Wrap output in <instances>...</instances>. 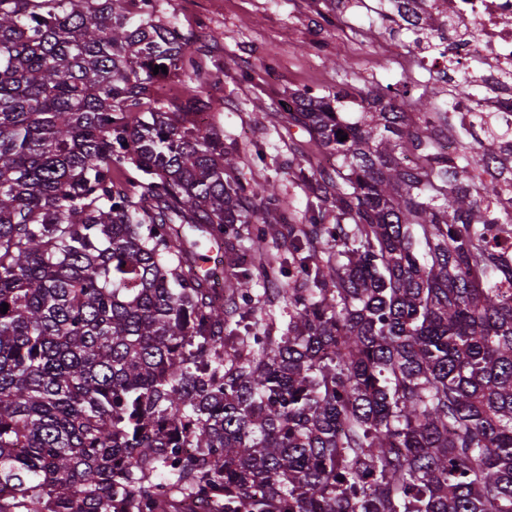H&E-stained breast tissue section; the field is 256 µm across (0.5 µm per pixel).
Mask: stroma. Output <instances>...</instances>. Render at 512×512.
<instances>
[{
	"label": "stroma",
	"mask_w": 512,
	"mask_h": 512,
	"mask_svg": "<svg viewBox=\"0 0 512 512\" xmlns=\"http://www.w3.org/2000/svg\"><path fill=\"white\" fill-rule=\"evenodd\" d=\"M182 29L206 36L212 76L202 88L211 124L240 155L233 171L242 182L274 181L286 216L308 223L318 213L299 169L317 165L307 134L289 126L288 95H332L345 85L373 88L427 79L406 34L379 11L391 0H164ZM350 63L348 71L336 57ZM321 214V213H318ZM323 223L336 221L333 212Z\"/></svg>",
	"instance_id": "obj_1"
}]
</instances>
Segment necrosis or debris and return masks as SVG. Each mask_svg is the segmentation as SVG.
Here are the masks:
<instances>
[{
  "instance_id": "4bbe7bcc",
  "label": "necrosis or debris",
  "mask_w": 512,
  "mask_h": 512,
  "mask_svg": "<svg viewBox=\"0 0 512 512\" xmlns=\"http://www.w3.org/2000/svg\"><path fill=\"white\" fill-rule=\"evenodd\" d=\"M412 8L445 20L452 35L448 58L425 59L433 77H444L454 59L468 67L479 64L496 82L483 96H457L451 112L464 122L485 112L512 123V0H414Z\"/></svg>"
}]
</instances>
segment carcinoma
Listing matches in <instances>:
<instances>
[{"label":"carcinoma","instance_id":"obj_1","mask_svg":"<svg viewBox=\"0 0 512 512\" xmlns=\"http://www.w3.org/2000/svg\"><path fill=\"white\" fill-rule=\"evenodd\" d=\"M196 39L161 0H0V512H512V128L429 79L292 96L336 223L285 227L275 339L274 274L219 294L198 254L284 208L159 99L156 66L208 80ZM282 283L269 284V288L264 293L263 286L257 292V299L254 300V306L258 307L257 317L262 319L263 324L269 325V336H282L288 326V308L283 299V293L278 288H288V277H281ZM258 301V302H257ZM268 313H272L274 318L269 320Z\"/></svg>","mask_w":512,"mask_h":512}]
</instances>
